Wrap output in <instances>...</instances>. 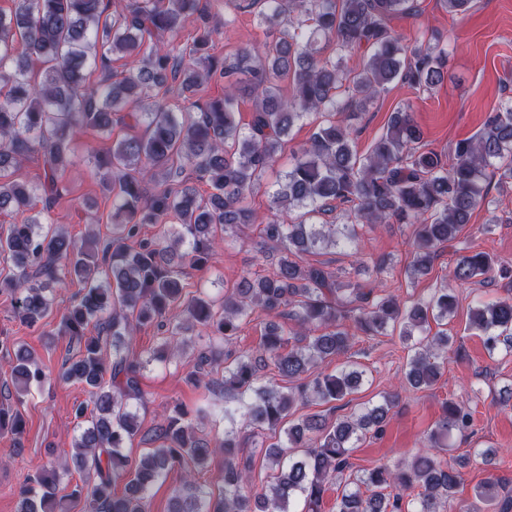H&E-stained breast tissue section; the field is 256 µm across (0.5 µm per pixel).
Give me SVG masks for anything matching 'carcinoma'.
<instances>
[{"instance_id": "obj_1", "label": "carcinoma", "mask_w": 512, "mask_h": 512, "mask_svg": "<svg viewBox=\"0 0 512 512\" xmlns=\"http://www.w3.org/2000/svg\"><path fill=\"white\" fill-rule=\"evenodd\" d=\"M0 11V214L17 216L0 232V256L19 273L0 280L21 322L34 325L52 306L51 294L66 281L83 288L61 326L76 343L60 377L82 385L89 403L75 408L80 428L70 462L40 465L20 491L18 512H56L60 504L83 503L84 512H149L155 483L179 467L181 485L169 512H321L331 479L344 481L336 512H403V492H420L412 512H447L462 484L460 473L439 459L442 440L465 431L472 412L446 403L434 430L406 469L378 465L352 471L350 456L367 434L384 429L392 409L385 400L333 421L320 414L293 421V407L310 399L341 401L359 389L364 371L349 365L334 372L321 366L350 347L351 321L364 336L399 330L411 355L403 379L412 388L437 383L453 337L432 331L430 321H448L456 307L453 289L439 288L409 305L380 295L358 279L381 276L390 261L372 268L333 269L304 260L306 253L342 248L362 254L361 230L372 224H413L407 276L427 275L439 249L458 239L476 209L488 206L484 182L512 187V99L487 117L476 135L455 142L448 154L422 144L412 105L394 113L371 149H356L357 124L368 105L395 82L428 92L445 78L448 49L435 37L407 36L390 20L415 9L414 0H262L259 23L278 37L237 53L231 62L210 53L213 30L202 0H14ZM202 21L190 50L174 42L187 24ZM335 54L321 55L320 42ZM23 42L25 53L15 55ZM362 52L358 67L344 64ZM127 70L112 72L113 57ZM99 71L96 84L87 71ZM224 78V97L199 103L191 94L213 75ZM291 83L282 93L280 81ZM179 101L169 103V93ZM252 102L248 127L236 121L239 104ZM315 124L294 152L270 199L261 247L272 252L271 270L246 272L216 299L185 292L187 269L210 258L216 230L233 240L249 238L256 216L248 197L281 155L299 120ZM123 123L146 127L94 156L103 191L112 197V235L77 241L45 225L36 200L49 211L63 188L58 175L70 162L76 129L104 132ZM43 156L42 180L14 178L31 153ZM191 179L208 185L199 194ZM145 224H161L157 239L142 237ZM512 269L483 252L460 256L448 276L460 283L491 284ZM260 311L269 320L259 348L278 374L298 381L297 391L261 384L259 361L229 349L243 321ZM166 329L162 349L138 354L142 328ZM96 335L89 336V328ZM214 343L198 350L190 380L224 394V433L218 448L198 435L209 412L195 416L174 406L153 430L148 449L132 462L123 454L139 432L137 405L145 364L179 353L196 328ZM469 328L493 353L512 347V298L479 302ZM0 351L12 362L17 397L43 385L44 370L24 348ZM277 442L265 448L270 483L251 488L252 456L237 416ZM23 432L18 412L0 408V431ZM224 452V486L206 491L198 482L207 461ZM93 472L57 497L60 474ZM122 492H116L118 485Z\"/></svg>"}]
</instances>
